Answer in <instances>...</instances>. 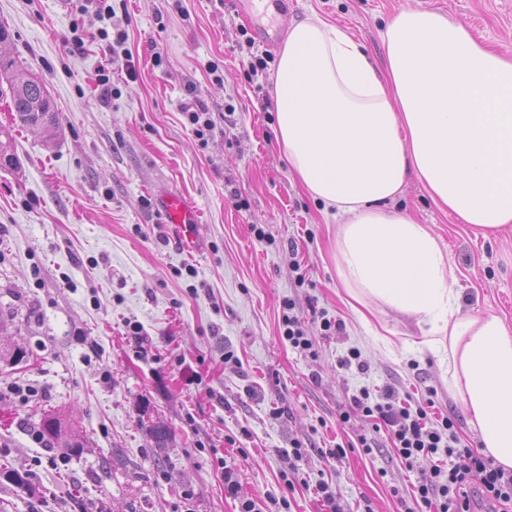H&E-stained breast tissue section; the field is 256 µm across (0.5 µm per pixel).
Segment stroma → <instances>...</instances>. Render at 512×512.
<instances>
[{"instance_id": "1", "label": "stroma", "mask_w": 512, "mask_h": 512, "mask_svg": "<svg viewBox=\"0 0 512 512\" xmlns=\"http://www.w3.org/2000/svg\"><path fill=\"white\" fill-rule=\"evenodd\" d=\"M408 6L451 11L480 42L512 51V0H288L283 19L318 14L381 61L383 27ZM78 7L0 0L11 35L0 51L44 79L58 118L48 142L15 126L0 99L14 157L0 165V512H239L224 493L227 465L257 512H274L281 451L296 440L306 457L292 512H320L311 487L322 480L349 512L365 501L401 512L416 476L386 436L373 456L355 448L373 428L339 419L354 389L390 383L417 401L434 388L436 413L462 442L479 446V432L448 390L447 360L425 344L426 325L383 306L353 312L336 271L338 226L292 173L262 109L274 79L249 80L246 44L272 57L278 47L254 43L233 0H112L109 18ZM115 25L128 28L138 79L116 80L104 104L96 35ZM195 104L215 122L204 146L183 117ZM171 193L199 213L189 256L157 205ZM397 208L439 237L459 314L493 313L512 330V228L486 235L459 223L413 177ZM287 300L315 355L283 338ZM317 313L344 331L319 338ZM353 346L365 375L336 366ZM19 348L28 360L16 365L7 355ZM46 413L80 430V453L47 448ZM153 424L171 430L169 447L155 446ZM338 445L345 458L323 456ZM18 474L31 492L16 488Z\"/></svg>"}]
</instances>
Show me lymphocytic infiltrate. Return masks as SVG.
Wrapping results in <instances>:
<instances>
[{
    "label": "lymphocytic infiltrate",
    "instance_id": "f902f5d3",
    "mask_svg": "<svg viewBox=\"0 0 512 512\" xmlns=\"http://www.w3.org/2000/svg\"><path fill=\"white\" fill-rule=\"evenodd\" d=\"M433 399H401L395 387L366 385L353 393L340 413L342 422L362 416L372 420L373 436H360L364 454H372L375 433L390 436L402 464L418 471L417 505L428 512H471L472 494H480L500 512H512V470L494 464L482 449L462 443L452 419L431 416Z\"/></svg>",
    "mask_w": 512,
    "mask_h": 512
}]
</instances>
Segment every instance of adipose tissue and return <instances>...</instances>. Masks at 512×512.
<instances>
[{
	"label": "adipose tissue",
	"instance_id": "1",
	"mask_svg": "<svg viewBox=\"0 0 512 512\" xmlns=\"http://www.w3.org/2000/svg\"><path fill=\"white\" fill-rule=\"evenodd\" d=\"M382 39L380 65L318 16L290 23L276 60L277 140L340 222L347 295L428 325L485 453L512 469V331L494 314L455 316V274L437 236L394 209L413 175L461 223L512 226V59L435 10L399 11Z\"/></svg>",
	"mask_w": 512,
	"mask_h": 512
}]
</instances>
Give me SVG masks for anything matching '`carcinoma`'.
<instances>
[{
	"label": "carcinoma",
	"instance_id": "1",
	"mask_svg": "<svg viewBox=\"0 0 512 512\" xmlns=\"http://www.w3.org/2000/svg\"><path fill=\"white\" fill-rule=\"evenodd\" d=\"M10 97L15 117L27 128L37 129L46 139L56 135L57 116L45 82H34L16 58L0 53V96ZM42 437L65 448L82 447L78 434L66 428L56 415H46L40 425Z\"/></svg>",
	"mask_w": 512,
	"mask_h": 512
}]
</instances>
